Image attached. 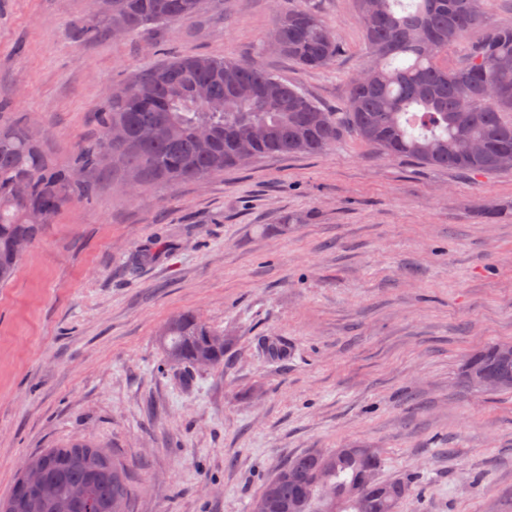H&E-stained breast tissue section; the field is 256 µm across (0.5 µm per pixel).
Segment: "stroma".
I'll return each instance as SVG.
<instances>
[{
    "label": "stroma",
    "mask_w": 512,
    "mask_h": 512,
    "mask_svg": "<svg viewBox=\"0 0 512 512\" xmlns=\"http://www.w3.org/2000/svg\"><path fill=\"white\" fill-rule=\"evenodd\" d=\"M294 3L205 0L87 42L102 0H0V126L70 166L113 89L171 55L250 62L344 111L367 62L356 0H312L339 43L320 70L270 46ZM87 177L93 198L64 205L0 287V499L26 458L85 440L129 464L133 512H250L294 456L364 446L380 478H418L400 512H512V390L461 382L468 356L512 341V170L429 167L347 134L135 194L120 159ZM181 312L235 338L188 385L156 343Z\"/></svg>",
    "instance_id": "stroma-1"
}]
</instances>
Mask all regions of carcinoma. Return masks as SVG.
Here are the masks:
<instances>
[{
    "label": "carcinoma",
    "instance_id": "carcinoma-1",
    "mask_svg": "<svg viewBox=\"0 0 512 512\" xmlns=\"http://www.w3.org/2000/svg\"><path fill=\"white\" fill-rule=\"evenodd\" d=\"M108 9L81 31L93 41L111 29L134 33L198 15L203 0H107ZM369 59V80L353 79L346 111L321 109L295 87L244 61L208 56L174 57L127 85L129 97L112 99L101 113L99 137L73 164L61 168L46 158L24 126L0 128V286L7 284L23 256L19 243L36 240L64 203L89 198L93 184L83 174L112 153L123 158L137 188L203 178L242 165L238 142L261 128L252 158L326 151L345 131L387 157L464 173L499 170L498 156L512 152V25H488V0H356ZM280 54L308 70L332 66L339 52L324 18L305 5L285 8L276 21ZM480 29L465 45L463 60L442 62L448 48ZM206 85L224 110L211 112L191 99L194 85ZM472 102L467 112L457 102ZM127 131L114 141L113 126ZM157 129L150 139L143 129ZM485 150L471 154L467 143ZM216 332L197 315L182 312L161 328L157 344L165 360L183 369L188 382L200 364L219 366L233 341H212ZM270 358L288 356L276 338L261 339ZM493 344L469 358L510 382L512 362L501 364ZM95 444L70 442L47 448L24 462L41 468L53 493L29 490L19 512H132L126 464L117 456L103 461ZM384 458L351 448L329 458L311 450L285 463L251 502V512H327L325 490L336 491L337 512H399L413 492L412 478L385 482L384 493L354 492L369 471H381Z\"/></svg>",
    "mask_w": 512,
    "mask_h": 512
}]
</instances>
